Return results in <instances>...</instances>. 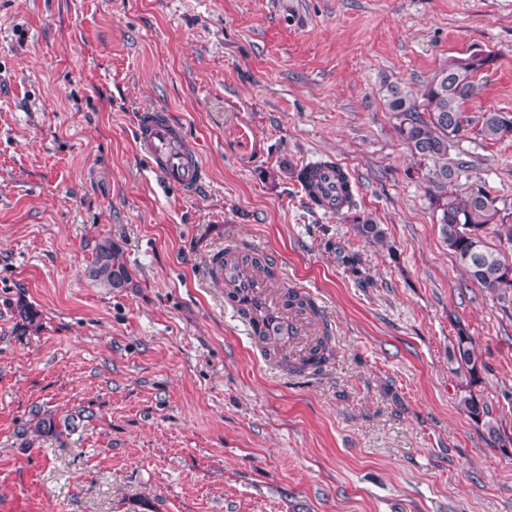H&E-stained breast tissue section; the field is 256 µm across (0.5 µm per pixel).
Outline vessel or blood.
I'll use <instances>...</instances> for the list:
<instances>
[{"label": "vessel or blood", "mask_w": 512, "mask_h": 512, "mask_svg": "<svg viewBox=\"0 0 512 512\" xmlns=\"http://www.w3.org/2000/svg\"><path fill=\"white\" fill-rule=\"evenodd\" d=\"M134 139L138 152L167 187L189 193L205 184L208 171L199 154L187 144L183 127L172 119L169 111L149 108L140 112ZM317 171L326 178L318 208L335 211L336 168L322 164ZM242 251V246L230 243L212 254L206 264L209 278L237 288L236 308L255 306L273 315V323L267 325L251 321L250 336H261L263 344L272 346L277 356L296 360L305 357L314 342L315 326L288 310L283 292L266 274L269 256H262L260 264L252 266L241 262Z\"/></svg>", "instance_id": "b4317fda"}]
</instances>
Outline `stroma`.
<instances>
[{"label": "stroma", "instance_id": "35a3bbf8", "mask_svg": "<svg viewBox=\"0 0 512 512\" xmlns=\"http://www.w3.org/2000/svg\"><path fill=\"white\" fill-rule=\"evenodd\" d=\"M473 48L497 61L468 111L512 113V0H0V512H512V304L452 259L379 94ZM156 106L195 196L137 151ZM458 150L464 189L512 201L511 141ZM325 158L341 215L295 178ZM105 237L120 291L86 275ZM230 237L322 306L321 371L261 355L205 279ZM461 325L494 437L457 406ZM37 408L79 427L26 441ZM134 139L138 152L168 188L189 193L205 184L208 171L168 110L149 108L140 112ZM324 161V160H320ZM320 161L311 162L306 164L302 169L304 170H312L315 169L320 173L321 175L326 177V184H325V192L319 194V196L322 199V202H315L310 197L307 198L308 202L311 204L312 207L325 211V212H333L336 210V215L342 214L343 210H339V208L344 205L348 204L346 207L347 210L353 207V197L349 195V193L345 194V198L341 200L338 204L336 203V182L333 179L335 173L337 174V177H339L340 186L346 192L347 190V184L345 181H347L349 185V192L350 194H353V183L350 179V176L348 173H346L343 168H339L336 166V163L333 161L327 162L328 164L325 165H319L318 163ZM329 165V166H328ZM343 170V171H342ZM344 172V173H343ZM346 177H345V175ZM346 178V180H345Z\"/></svg>", "mask_w": 512, "mask_h": 512}]
</instances>
